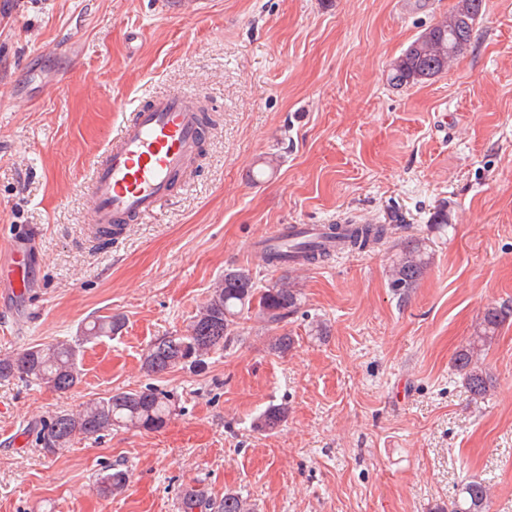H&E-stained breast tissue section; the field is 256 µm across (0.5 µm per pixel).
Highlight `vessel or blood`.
Instances as JSON below:
<instances>
[{"label":"vessel or blood","instance_id":"vessel-or-blood-1","mask_svg":"<svg viewBox=\"0 0 512 512\" xmlns=\"http://www.w3.org/2000/svg\"><path fill=\"white\" fill-rule=\"evenodd\" d=\"M204 115L197 99L187 93L154 97L123 120L117 134L95 162L86 194L94 220L91 235L111 240L128 225L142 223L173 196L177 180L186 175L204 145ZM311 243L329 250L337 242L323 224H297L291 237L273 231L252 243L253 251L288 250L290 263L298 244ZM7 264H0V278L11 288L28 289L27 269L32 255L25 238L15 237L0 246Z\"/></svg>","mask_w":512,"mask_h":512}]
</instances>
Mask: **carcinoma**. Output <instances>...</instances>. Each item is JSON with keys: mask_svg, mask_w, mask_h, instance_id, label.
I'll return each mask as SVG.
<instances>
[{"mask_svg": "<svg viewBox=\"0 0 512 512\" xmlns=\"http://www.w3.org/2000/svg\"><path fill=\"white\" fill-rule=\"evenodd\" d=\"M475 0H460L448 17L427 28L392 63L388 80L395 86L430 80L448 68V62L459 56L471 39L459 40V20L471 13ZM332 237L345 239L353 251H363L387 237L384 224L330 225ZM388 287L401 305H406L415 288L426 275L432 259L427 241L404 238L393 245ZM303 257L324 263L332 255L313 245L298 246ZM303 296L296 283L285 276L267 288L258 287L247 268L231 265L224 269L208 300L183 333H170L152 340L141 357V370L149 377L162 376L177 367L200 365L214 350L227 348L234 340L237 319L245 310L257 308V316L266 324L283 327L302 306ZM512 317V307H491L479 319L472 340L455 357L454 366L469 392L485 397L494 387L492 376L483 369L481 352L491 345L498 329ZM123 317L112 315L92 320L81 335L49 345L32 346L0 355V380L18 378L45 384L59 394L69 392L80 382L77 357L82 345L122 332ZM295 339L284 332L272 337L269 349L286 355L294 348ZM175 411L173 396L155 387L140 390H117L112 395L86 403L79 410H62L44 422L36 431L35 442L47 457L58 454L81 436L102 437L118 428L157 431L163 428ZM288 417V406H269L259 417L256 427L262 431L276 429ZM98 491L105 497L120 494L126 486L122 471L106 472L97 481ZM491 485L485 479L471 480L461 486L452 499L438 512H490ZM181 512H255L254 504L235 490L224 491L217 500L200 486L185 490L180 500Z\"/></svg>", "mask_w": 512, "mask_h": 512, "instance_id": "cac0c4a2", "label": "carcinoma"}]
</instances>
